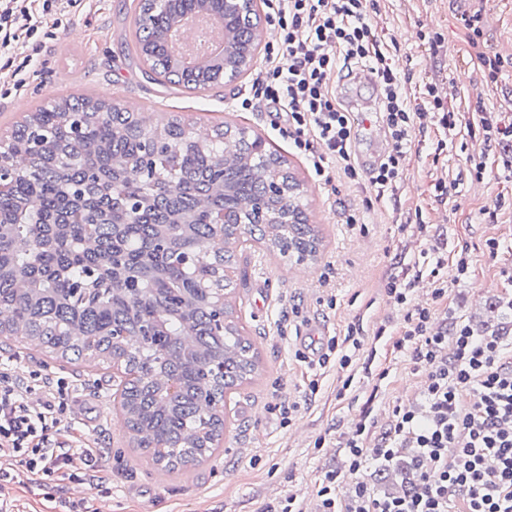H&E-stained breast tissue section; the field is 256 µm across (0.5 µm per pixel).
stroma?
<instances>
[{
	"mask_svg": "<svg viewBox=\"0 0 512 512\" xmlns=\"http://www.w3.org/2000/svg\"><path fill=\"white\" fill-rule=\"evenodd\" d=\"M138 3L82 0L55 39L34 51L23 87H16L12 68L0 66V135L21 129L38 105L73 93L144 113L154 127L179 121L202 137L248 127L278 149L299 180L307 221L322 239L320 250L300 266L261 244L241 238L225 243L244 277L225 290L224 301L249 336L260 371L252 383L228 394L224 435L214 454L169 476L154 470L131 444L117 395L120 380L111 365L86 357L62 366L26 337L0 336V357L11 358L18 379L38 372L69 383L66 419L81 432L69 452L76 459L90 448L98 453L94 471L53 492L38 486L14 459L0 457V470L11 474L0 483V512H66L65 502L74 499L83 500L88 512L104 501L112 512H264L290 496L303 512H318V483L325 472L344 465L339 434L366 410L374 434H381L392 406L419 402L421 386L409 359L383 343L354 352L353 367L362 370L372 360L388 368V377L378 383L364 377L343 390L344 376L335 367L317 371L306 360L320 339L344 337L351 325L365 336L381 327L390 334L399 331L404 313L382 291L393 275L421 277L431 289L447 287L448 308L437 311L438 320L512 334V152L481 146L463 130L445 137L429 127L416 135L400 188L365 207L361 188L341 174L324 185L274 129L272 114L261 107L240 110L238 102L250 92L262 57L226 88L189 91L149 80L128 48ZM471 6V0H376L372 16L378 30L399 35L393 58L407 77L413 102H422L433 83L455 111L470 112L478 101L493 112L512 110V67L493 83L467 55L459 18ZM483 7L489 50L512 57V0H485ZM435 34L443 44L434 56L425 39ZM336 91L362 115L357 153H380L372 136L380 118L371 84L345 76ZM471 153L482 154L483 177L467 164ZM441 182L456 183L454 197H437ZM354 213L361 221L352 226L346 218ZM420 222L427 226L423 237L412 230ZM434 241L444 259L435 277L430 274ZM461 257L468 262L463 274L456 271ZM476 281L487 283V291L475 292ZM313 379L319 387L314 395L308 390ZM278 400L298 406L290 426L281 425L273 409ZM320 438L325 444L319 448Z\"/></svg>",
	"mask_w": 512,
	"mask_h": 512,
	"instance_id": "35a3bbf8",
	"label": "stroma"
}]
</instances>
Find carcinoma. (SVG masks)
Segmentation results:
<instances>
[{
  "label": "carcinoma",
  "instance_id": "carcinoma-1",
  "mask_svg": "<svg viewBox=\"0 0 512 512\" xmlns=\"http://www.w3.org/2000/svg\"><path fill=\"white\" fill-rule=\"evenodd\" d=\"M159 29L139 27L131 49L158 83L189 90L212 87L206 74L178 75L158 40ZM81 118V132L65 135L69 114ZM172 152L159 155L154 138L138 119L117 106L72 96L40 106L30 122L3 148L27 151L50 144L0 193V335L29 336L51 356L76 361L85 355L119 361L138 374L122 388L120 405L132 442L165 473L210 457L224 430L226 394L258 369L252 344L233 321L214 331L206 297L227 288L224 267L232 256L211 251L209 226L224 208L259 197L268 170L279 171L300 222L251 225L274 249L288 237L313 257L319 239L306 223L300 183L284 169L277 150L259 139L226 137L218 130L197 146L177 121L164 128ZM146 156L159 182L141 179L112 189V169L126 157ZM83 184L84 196L72 197ZM150 199L141 221L112 234L123 208ZM193 257L188 267L169 263L170 253ZM144 262L160 272L143 282L133 269ZM159 320L164 351L141 336ZM121 323L128 336H112ZM224 363V376L198 389L201 370ZM178 384L174 401L164 400L168 382ZM174 448L167 455L157 448Z\"/></svg>",
  "mask_w": 512,
  "mask_h": 512
}]
</instances>
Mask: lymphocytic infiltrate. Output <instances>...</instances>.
<instances>
[{
    "label": "lymphocytic infiltrate",
    "mask_w": 512,
    "mask_h": 512,
    "mask_svg": "<svg viewBox=\"0 0 512 512\" xmlns=\"http://www.w3.org/2000/svg\"><path fill=\"white\" fill-rule=\"evenodd\" d=\"M77 2L0 0V59L16 76L26 78L31 70L25 44L53 38L50 21L69 15ZM367 2L265 0L277 19L279 39L267 48L254 94L241 100L242 109L264 106L317 176L338 165L346 179L377 201L401 182L402 160L415 130L433 124L447 133L463 127L471 134L482 132L489 142L512 143V118L480 105L474 118H466L445 108L436 85H428L425 102L411 103ZM461 21L470 57L489 81H497L503 61L487 48L482 13L464 14ZM356 67L372 76L389 143L365 172L354 158L359 119L336 95L338 74ZM412 291V281L394 277L385 295L405 312V326L392 348L406 354L422 374L423 404L395 406L375 447L367 445L373 427L368 415L341 433L346 470L326 472L319 482L322 512H512V342L467 324H436L435 306L447 299V288L435 289L434 302L427 306L413 303ZM9 366L8 360L0 361V456L18 459L43 487L79 479L97 458L89 451L74 462L59 441L66 404L56 398L54 379L35 374L24 382L13 378ZM35 390L43 394L37 409L29 402ZM406 455L416 491L378 494L367 472ZM489 457L495 466L486 465ZM346 477L352 487L342 499L337 488Z\"/></svg>",
    "instance_id": "1"
}]
</instances>
